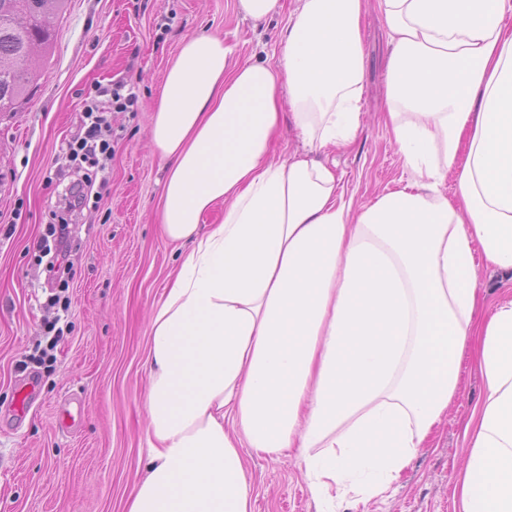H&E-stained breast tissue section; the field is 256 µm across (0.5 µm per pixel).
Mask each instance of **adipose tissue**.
<instances>
[{"label": "adipose tissue", "mask_w": 512, "mask_h": 512, "mask_svg": "<svg viewBox=\"0 0 512 512\" xmlns=\"http://www.w3.org/2000/svg\"><path fill=\"white\" fill-rule=\"evenodd\" d=\"M378 6L413 179L358 212L327 151L361 127L362 0H236L287 15L277 62L228 67L202 34L167 72L149 134L159 220L184 250L151 317L149 452L126 512H253L247 448L301 449L317 498L386 490L455 398L472 338L485 393L460 510L512 512V300L474 318L479 267L512 270V0ZM286 123L307 150L276 162Z\"/></svg>", "instance_id": "obj_1"}]
</instances>
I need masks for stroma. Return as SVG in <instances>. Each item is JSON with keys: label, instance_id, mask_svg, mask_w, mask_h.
I'll return each instance as SVG.
<instances>
[{"label": "stroma", "instance_id": "35a3bbf8", "mask_svg": "<svg viewBox=\"0 0 512 512\" xmlns=\"http://www.w3.org/2000/svg\"><path fill=\"white\" fill-rule=\"evenodd\" d=\"M285 16L243 18L235 0H67L51 54L34 49L40 78L19 111L0 115V512H125L148 456L145 394L150 320L178 269L179 247L158 213L166 170L147 137L165 75L183 41L208 34L230 47V65L276 61ZM362 126L336 152V175L355 206L399 188L411 171L386 121L391 32L376 0H363ZM130 83L133 112L108 111L112 158L98 179L107 190L73 226L69 309L50 299L47 260L36 249L59 202L56 160L78 131L94 83ZM68 329L51 370L37 380L17 371L45 327ZM35 387L25 413L16 402ZM484 396L472 351L458 395L437 431L399 480L378 494L315 499L299 450L247 452L255 512H458V483L470 451L464 424ZM80 401L75 425L59 414Z\"/></svg>", "mask_w": 512, "mask_h": 512}]
</instances>
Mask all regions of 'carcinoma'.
I'll use <instances>...</instances> for the list:
<instances>
[{"mask_svg": "<svg viewBox=\"0 0 512 512\" xmlns=\"http://www.w3.org/2000/svg\"><path fill=\"white\" fill-rule=\"evenodd\" d=\"M67 0H0V115L15 112L36 80L28 58L33 46L49 50Z\"/></svg>", "mask_w": 512, "mask_h": 512, "instance_id": "cac0c4a2", "label": "carcinoma"}]
</instances>
